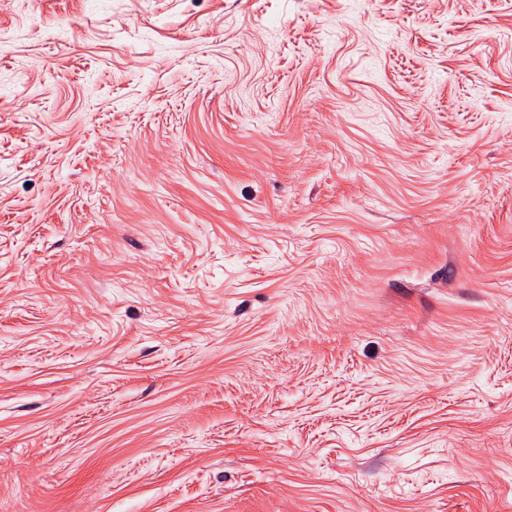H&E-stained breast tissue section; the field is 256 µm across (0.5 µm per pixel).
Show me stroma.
Instances as JSON below:
<instances>
[{
    "instance_id": "obj_1",
    "label": "stroma",
    "mask_w": 512,
    "mask_h": 512,
    "mask_svg": "<svg viewBox=\"0 0 512 512\" xmlns=\"http://www.w3.org/2000/svg\"><path fill=\"white\" fill-rule=\"evenodd\" d=\"M0 512H512V0H0Z\"/></svg>"
}]
</instances>
